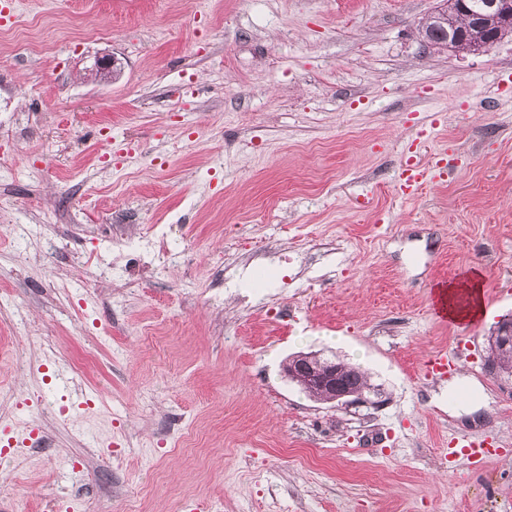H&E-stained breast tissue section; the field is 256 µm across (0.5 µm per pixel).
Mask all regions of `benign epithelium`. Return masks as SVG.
Segmentation results:
<instances>
[{
	"label": "benign epithelium",
	"mask_w": 512,
	"mask_h": 512,
	"mask_svg": "<svg viewBox=\"0 0 512 512\" xmlns=\"http://www.w3.org/2000/svg\"><path fill=\"white\" fill-rule=\"evenodd\" d=\"M478 18L484 25H511L512 0H486L485 11ZM284 373L290 379L301 381L331 403L348 407L363 401V396L344 385L341 366L334 361L301 355L285 364Z\"/></svg>",
	"instance_id": "benign-epithelium-1"
}]
</instances>
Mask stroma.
Segmentation results:
<instances>
[{
	"mask_svg": "<svg viewBox=\"0 0 512 512\" xmlns=\"http://www.w3.org/2000/svg\"><path fill=\"white\" fill-rule=\"evenodd\" d=\"M7 6L0 512H512V378L485 369L512 315V36L429 45L440 0ZM418 137L448 173L405 200ZM473 273L482 317L436 318L432 287ZM300 351L374 395L309 397ZM461 379L470 417L441 394ZM484 434L483 461L442 460ZM456 367V359L448 356V351L435 352L425 363L426 370L434 378L447 377Z\"/></svg>",
	"mask_w": 512,
	"mask_h": 512,
	"instance_id": "1",
	"label": "stroma"
}]
</instances>
